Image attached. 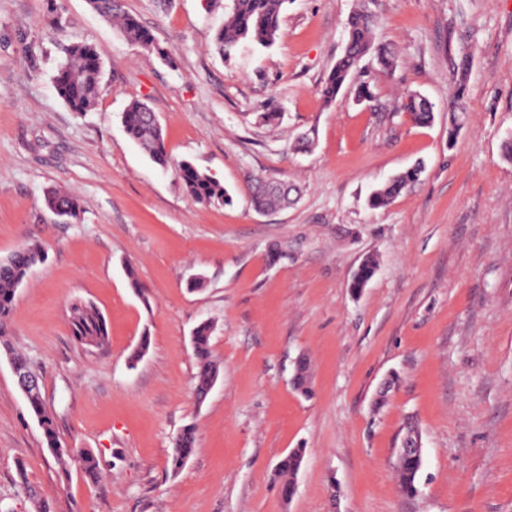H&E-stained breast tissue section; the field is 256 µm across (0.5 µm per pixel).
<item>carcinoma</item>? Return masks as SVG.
Returning <instances> with one entry per match:
<instances>
[{
	"instance_id": "1",
	"label": "carcinoma",
	"mask_w": 512,
	"mask_h": 512,
	"mask_svg": "<svg viewBox=\"0 0 512 512\" xmlns=\"http://www.w3.org/2000/svg\"><path fill=\"white\" fill-rule=\"evenodd\" d=\"M288 3L289 0H229L224 24L215 34L214 44L218 55L228 61L244 43L260 49L273 47L280 37V20ZM89 4L100 16L117 22L127 41L149 52L168 56V52L157 45L153 35L123 11L121 0H89ZM377 25L378 18L370 8V0H362L360 7L347 20L346 43L342 55L329 70L320 87V95L326 103L337 102L367 56L372 57L381 70H393L394 52L390 44L376 40ZM470 63L471 54L465 47L460 48L452 59L453 73L459 78L456 89L459 99L464 95V80ZM101 76L102 62L93 47L84 41L73 40L64 49V57L57 67L53 84L59 97L72 111L83 113L92 110L95 105ZM401 108L418 124L429 125L434 120L432 103L419 93L410 92L405 95ZM122 124L129 138L152 161L163 168L170 165L161 124L146 103L131 102L122 113ZM177 169L187 192L194 200L216 208L232 201L231 195L220 181L201 172L193 163L182 160L177 163ZM421 173L422 167L417 165L394 175L374 191L370 205L380 207L389 204L413 184ZM289 193L290 188L284 182L257 177L250 179L251 202L257 211H267L288 204ZM47 203L52 208L64 209L70 219L80 216V202L74 195L55 191L48 195ZM43 260L44 250L37 244H27L0 261V328L9 317L19 285L30 269ZM376 268L373 258L368 257L363 261L351 284L354 293L360 292L373 277ZM68 319L72 335L79 344L95 348L107 344V322L90 301L82 298L72 300L68 306ZM210 340L211 324L206 321L200 323L192 335L197 365L194 392L198 401L209 393L219 377V368L213 360ZM308 371L307 359H299L294 368L292 383L303 394L309 393ZM26 400L32 414L40 421L47 445L57 462L64 467L74 463L87 481L98 482L101 477L100 463L91 450L64 448L58 444L54 418L47 410L41 392L29 395ZM195 442V430L191 426L185 427L173 439L174 469L182 467L193 454ZM304 457L305 450L295 448L277 464L275 473L281 492L286 493L294 487ZM421 467L420 463L403 459L398 461V482L403 493H415ZM18 475L35 512H51L49 501L29 486L23 472H18Z\"/></svg>"
}]
</instances>
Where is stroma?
Returning <instances> with one entry per match:
<instances>
[{
  "mask_svg": "<svg viewBox=\"0 0 512 512\" xmlns=\"http://www.w3.org/2000/svg\"><path fill=\"white\" fill-rule=\"evenodd\" d=\"M228 3L123 0L168 64L88 0H0V259L45 251L0 333L39 374L61 445L91 449L103 473L93 485L61 468L0 348V512H32L20 467L52 512H512V0H374L394 70L363 60L374 101L333 105L319 89L357 0H291L275 47L244 44L229 61L214 47ZM72 40L104 62L84 113L53 85ZM463 46L467 118L452 141L449 53ZM409 91L433 103V124L400 111ZM136 100L173 162L219 180L232 205L194 201L131 141L121 116ZM271 100L283 117L266 125ZM304 133L311 150L294 152ZM418 162L404 193L369 206ZM252 177L301 195L257 212ZM52 191L78 197L79 220L46 207ZM369 256L377 271L352 294ZM75 297L105 317V347L73 338ZM204 321L220 376L200 403L191 333ZM302 357L305 395L292 385ZM409 416L424 446L413 495L395 478ZM189 425L195 451L176 471L172 440ZM295 448L305 460L287 500L274 470ZM421 173L422 167L417 165L394 175L374 191L370 199V205L372 207H380L389 204L395 197L399 196L413 184Z\"/></svg>",
  "mask_w": 512,
  "mask_h": 512,
  "instance_id": "stroma-1",
  "label": "stroma"
}]
</instances>
